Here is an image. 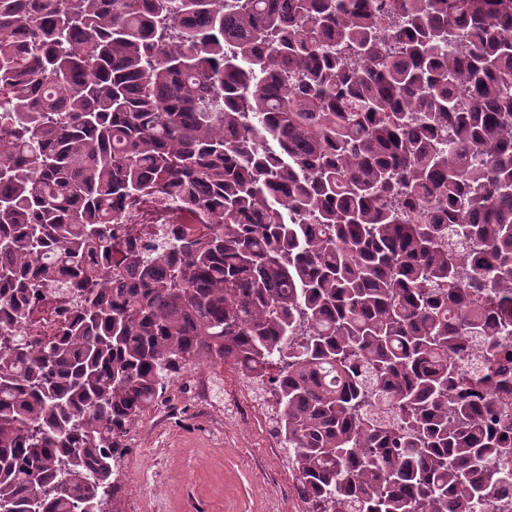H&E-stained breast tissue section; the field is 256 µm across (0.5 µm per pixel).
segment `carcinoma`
Returning <instances> with one entry per match:
<instances>
[{
    "instance_id": "cac0c4a2",
    "label": "carcinoma",
    "mask_w": 512,
    "mask_h": 512,
    "mask_svg": "<svg viewBox=\"0 0 512 512\" xmlns=\"http://www.w3.org/2000/svg\"><path fill=\"white\" fill-rule=\"evenodd\" d=\"M149 196L206 216L173 260ZM511 337L512 0H0V512H106L200 361L306 512H512ZM124 218L123 224L124 231H117V234L128 235L140 238V246L147 254L153 253V244L157 237H170V230H176L181 225L199 227L202 223V215L198 212L187 210L174 203H157L152 201H145L129 207H123ZM133 224H151L150 234L140 235L136 231V226ZM39 290L27 298V308L38 322L25 326V334L33 330V334L41 337L55 336L61 326L75 317L80 301L72 293L58 296V288L46 287Z\"/></svg>"
}]
</instances>
